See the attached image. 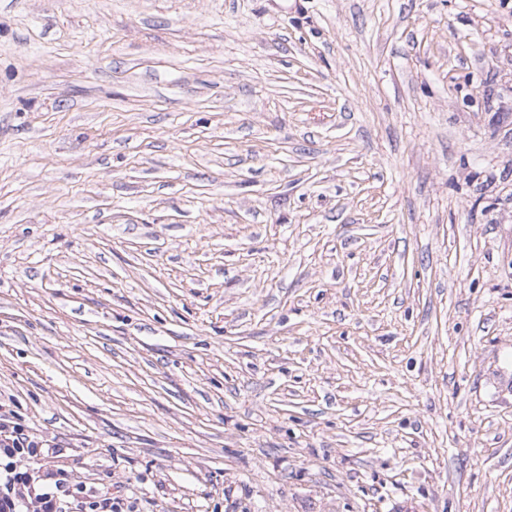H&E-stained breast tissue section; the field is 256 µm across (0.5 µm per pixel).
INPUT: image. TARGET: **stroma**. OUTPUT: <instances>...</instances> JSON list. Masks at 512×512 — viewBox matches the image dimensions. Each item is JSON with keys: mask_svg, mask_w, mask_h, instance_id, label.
<instances>
[{"mask_svg": "<svg viewBox=\"0 0 512 512\" xmlns=\"http://www.w3.org/2000/svg\"><path fill=\"white\" fill-rule=\"evenodd\" d=\"M0 415L133 512H512V0H0Z\"/></svg>", "mask_w": 512, "mask_h": 512, "instance_id": "1", "label": "stroma"}]
</instances>
